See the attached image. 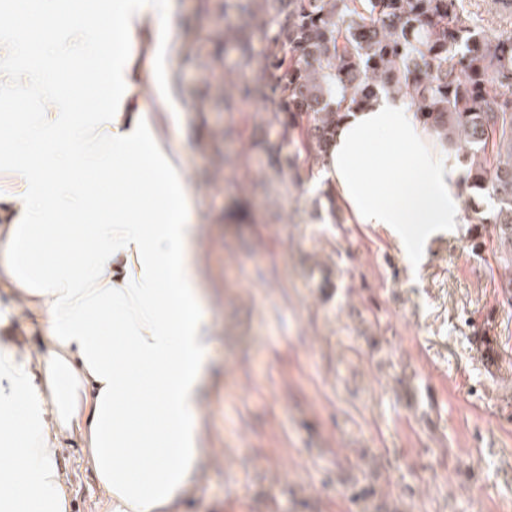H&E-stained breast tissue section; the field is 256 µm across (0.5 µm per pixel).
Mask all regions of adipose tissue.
I'll return each mask as SVG.
<instances>
[{
    "instance_id": "ef3b65f1",
    "label": "adipose tissue",
    "mask_w": 512,
    "mask_h": 512,
    "mask_svg": "<svg viewBox=\"0 0 512 512\" xmlns=\"http://www.w3.org/2000/svg\"><path fill=\"white\" fill-rule=\"evenodd\" d=\"M172 0H7L0 10V290L53 341L31 359L0 345V512H65L52 434L79 428L102 512H158L187 485L199 448L211 346L194 189L157 62L179 42L154 19ZM73 65L60 87L57 62ZM90 109L72 101L86 84ZM154 84L152 104L141 89ZM455 157L401 97L347 109L315 187L357 224L415 242L458 224ZM62 240L77 254L47 257Z\"/></svg>"
}]
</instances>
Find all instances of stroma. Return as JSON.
<instances>
[{
    "label": "stroma",
    "mask_w": 512,
    "mask_h": 512,
    "mask_svg": "<svg viewBox=\"0 0 512 512\" xmlns=\"http://www.w3.org/2000/svg\"><path fill=\"white\" fill-rule=\"evenodd\" d=\"M201 0L171 31L195 53L167 72L195 190L212 347L200 454L159 512H501L512 501V304L485 224L403 253L384 228L325 218L309 179H274L263 111L216 95L234 57ZM232 72V71H231ZM266 179L268 189H242ZM0 342L33 361L51 340L8 295ZM496 339L494 355L479 349ZM80 432L54 448L70 512H100Z\"/></svg>",
    "instance_id": "35a3bbf8"
}]
</instances>
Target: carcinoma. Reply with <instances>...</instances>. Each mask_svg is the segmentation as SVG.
<instances>
[{
	"mask_svg": "<svg viewBox=\"0 0 512 512\" xmlns=\"http://www.w3.org/2000/svg\"><path fill=\"white\" fill-rule=\"evenodd\" d=\"M247 17L224 29V52L249 73L224 81V110L262 106L275 130V175L301 179L325 162L344 110L381 90L408 101L440 146L455 153L479 224L493 225L512 302V33L488 34L464 0H205ZM264 45L256 49L255 42ZM490 196V215L479 199Z\"/></svg>",
	"mask_w": 512,
	"mask_h": 512,
	"instance_id": "cac0c4a2",
	"label": "carcinoma"
}]
</instances>
